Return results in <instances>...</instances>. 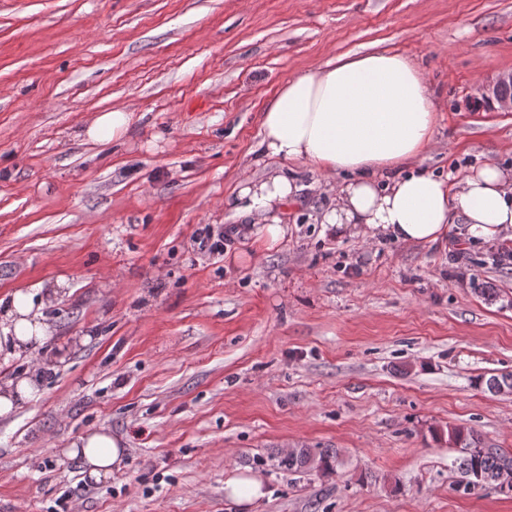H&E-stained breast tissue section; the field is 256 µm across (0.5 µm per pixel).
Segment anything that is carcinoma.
<instances>
[{"mask_svg":"<svg viewBox=\"0 0 512 512\" xmlns=\"http://www.w3.org/2000/svg\"><path fill=\"white\" fill-rule=\"evenodd\" d=\"M477 383L486 385L488 391L500 393L512 391V373L480 377ZM448 443L459 448V470L462 475L460 484L466 490L480 488L502 493L499 485L502 479L512 481V454L500 448H487L472 429L448 427ZM339 462V453L333 448H298L275 457L276 467L286 472H304L317 469L329 471L333 463Z\"/></svg>","mask_w":512,"mask_h":512,"instance_id":"cac0c4a2","label":"carcinoma"}]
</instances>
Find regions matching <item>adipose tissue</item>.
I'll use <instances>...</instances> for the list:
<instances>
[{
	"instance_id": "adipose-tissue-1",
	"label": "adipose tissue",
	"mask_w": 512,
	"mask_h": 512,
	"mask_svg": "<svg viewBox=\"0 0 512 512\" xmlns=\"http://www.w3.org/2000/svg\"><path fill=\"white\" fill-rule=\"evenodd\" d=\"M437 126L434 93L411 58L344 54L274 92L262 108L258 148L265 158L342 176L334 203L317 216L336 235L434 244L458 220L472 237L497 245L512 233V172L488 162L451 181L420 170ZM298 191L278 167L240 181L225 204L271 248L288 231L282 214ZM63 292L59 280L42 287L37 299L20 290L0 297V352L29 362L24 375L0 383V417L31 400L61 362L60 354L38 349L49 331L42 309ZM65 453L81 459L88 478L99 482L120 469L125 448L121 437L101 429L80 436Z\"/></svg>"
}]
</instances>
